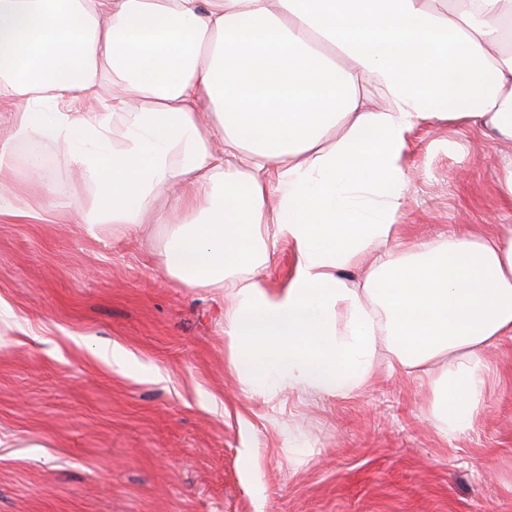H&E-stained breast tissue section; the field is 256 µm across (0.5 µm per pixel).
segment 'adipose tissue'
<instances>
[{
    "instance_id": "adipose-tissue-1",
    "label": "adipose tissue",
    "mask_w": 512,
    "mask_h": 512,
    "mask_svg": "<svg viewBox=\"0 0 512 512\" xmlns=\"http://www.w3.org/2000/svg\"><path fill=\"white\" fill-rule=\"evenodd\" d=\"M510 35L512 0H0V103L17 138L93 179L68 205L79 223L124 236L162 196L184 214L154 215L162 268L230 286L245 392L345 398L383 354L428 378L448 438L487 400L486 352L512 341V224L404 241L406 152L432 120L512 145ZM280 238L296 260L273 291L258 270Z\"/></svg>"
}]
</instances>
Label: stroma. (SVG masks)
I'll return each mask as SVG.
<instances>
[{"label": "stroma", "instance_id": "stroma-1", "mask_svg": "<svg viewBox=\"0 0 512 512\" xmlns=\"http://www.w3.org/2000/svg\"><path fill=\"white\" fill-rule=\"evenodd\" d=\"M34 156L44 193L0 218V512H512V342L456 439L383 360L347 398L243 393L225 291L161 273L166 226L116 240L74 223L67 203L93 187L50 143L16 145L17 189ZM409 163L410 237L512 223L491 136L430 121Z\"/></svg>", "mask_w": 512, "mask_h": 512}]
</instances>
